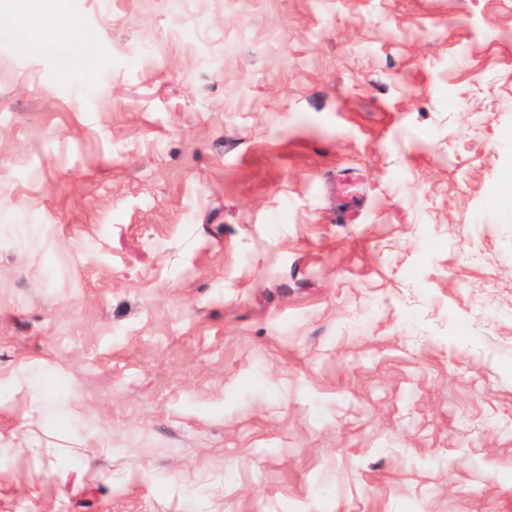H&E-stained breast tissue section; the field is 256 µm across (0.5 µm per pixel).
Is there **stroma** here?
<instances>
[{
    "instance_id": "35a3bbf8",
    "label": "stroma",
    "mask_w": 512,
    "mask_h": 512,
    "mask_svg": "<svg viewBox=\"0 0 512 512\" xmlns=\"http://www.w3.org/2000/svg\"><path fill=\"white\" fill-rule=\"evenodd\" d=\"M52 2L0 0V512H512V0Z\"/></svg>"
}]
</instances>
